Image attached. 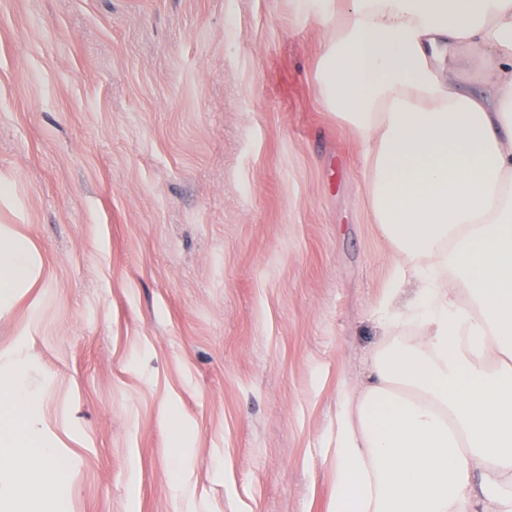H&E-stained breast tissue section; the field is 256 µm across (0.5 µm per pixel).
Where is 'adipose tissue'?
I'll use <instances>...</instances> for the list:
<instances>
[{"label": "adipose tissue", "instance_id": "ef3b65f1", "mask_svg": "<svg viewBox=\"0 0 512 512\" xmlns=\"http://www.w3.org/2000/svg\"><path fill=\"white\" fill-rule=\"evenodd\" d=\"M323 2L327 93L362 142L397 280L416 284L346 397L330 512H512V0ZM461 56L495 94L460 88ZM33 253L0 230V303L34 286ZM20 376L0 374V512H37L61 476Z\"/></svg>", "mask_w": 512, "mask_h": 512}]
</instances>
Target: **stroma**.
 Wrapping results in <instances>:
<instances>
[{"mask_svg":"<svg viewBox=\"0 0 512 512\" xmlns=\"http://www.w3.org/2000/svg\"><path fill=\"white\" fill-rule=\"evenodd\" d=\"M320 0H0V310L43 512H329L394 261L323 97ZM187 492H175L177 482ZM34 245L20 232H6L0 226V304L16 298L19 288H32L37 274Z\"/></svg>","mask_w":512,"mask_h":512,"instance_id":"stroma-1","label":"stroma"}]
</instances>
